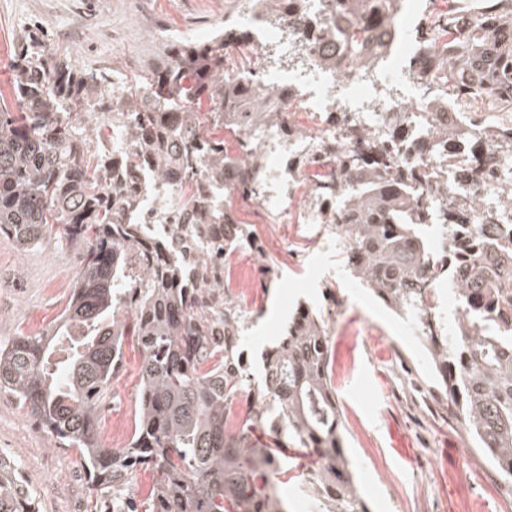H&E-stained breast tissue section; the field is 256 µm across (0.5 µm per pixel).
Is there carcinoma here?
<instances>
[{
  "mask_svg": "<svg viewBox=\"0 0 512 512\" xmlns=\"http://www.w3.org/2000/svg\"><path fill=\"white\" fill-rule=\"evenodd\" d=\"M336 15L388 17L400 0H332ZM490 22L460 28L448 19V58L438 63L448 75V99L468 86L491 109L512 111V0H485ZM306 0H246L250 8L304 6ZM339 52L329 65L378 64L385 33L338 25ZM245 37L236 27L219 28L205 44L175 38L146 68L140 88L119 93L114 112L131 113V129L141 151H158L166 130L163 113L184 114L182 130L195 140L193 154L213 156L215 166L235 169L237 184L249 192L259 184L257 167L224 155L223 141L200 133L198 112L211 104L214 120L240 126L276 113L240 85H224L225 47ZM104 98L112 84L99 70L79 69L67 57L48 56L39 39L25 37L18 50L12 107L0 95V234L21 252L30 251L54 231L61 246L78 251L81 270L60 324L46 332L21 334L0 346V391L9 394L60 448H74L89 474L94 496L129 487L134 468L152 470L148 503L119 504L105 512H287L279 492L286 480L310 502V512H369L344 435L331 380L329 316L318 307L300 306L288 318L284 336L261 353L263 378L252 387L239 366L236 347L212 343L216 325L241 330L237 310L224 303L215 318L202 305L201 292L224 284L208 278L210 259L190 265L164 258L129 277L124 248L137 247L143 233L119 221L132 198L112 181V152H97L99 130L72 122V116ZM341 130L363 146L372 161L343 156L326 195L339 197L346 223L336 225L342 267L391 313L430 327L422 337L429 380L454 407L469 439L512 487V235L488 244L480 232L495 224L500 208L512 209V184L494 188L495 202L483 196L462 198L450 183L422 175L448 228V264L455 280L438 265L423 241L433 215L409 195L412 177L387 161L386 145L352 119ZM448 144V167L469 169L474 133L448 116L434 127ZM486 139L512 159V127L487 125ZM183 207L201 218L234 228V238L212 247L229 259L248 237L230 211L210 209L196 194ZM447 283L465 311L447 319L423 305V279ZM139 290L137 310L123 314L126 290ZM86 330L84 340L54 375L50 358L69 326ZM135 337L142 350L141 384L134 433L122 450L105 448L96 417L112 390L123 342ZM255 396L238 431L224 430V418L242 393ZM319 455L314 472L300 464ZM28 495L18 469L0 459V512H21Z\"/></svg>",
  "mask_w": 512,
  "mask_h": 512,
  "instance_id": "1",
  "label": "carcinoma"
}]
</instances>
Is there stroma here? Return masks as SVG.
I'll return each mask as SVG.
<instances>
[{
    "instance_id": "stroma-1",
    "label": "stroma",
    "mask_w": 512,
    "mask_h": 512,
    "mask_svg": "<svg viewBox=\"0 0 512 512\" xmlns=\"http://www.w3.org/2000/svg\"><path fill=\"white\" fill-rule=\"evenodd\" d=\"M167 33L144 32L128 0H0V93L10 94L17 48L28 34L49 54H64L83 68L111 70L112 43L138 54L134 75L161 54L170 36L211 26L214 0H146ZM305 257L303 270L285 266L283 248ZM336 251H322L294 225L273 226L265 246L232 254L224 267L256 314L247 345L249 373L259 375L260 353L282 334L297 305L332 307V383L345 446L356 464L370 512H512V492L479 452L464 453L461 422L444 396L423 378V361L400 341L407 324L358 287H345ZM75 252L43 244L18 252L0 235V344L42 330L65 309L77 277ZM141 355L124 341L113 396L97 421L104 447L124 448L112 433H133ZM0 459L17 466L33 512H91L88 476L72 448L54 447L9 395L0 394ZM62 490L46 492L48 482Z\"/></svg>"
}]
</instances>
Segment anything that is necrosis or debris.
<instances>
[{"instance_id":"1","label":"necrosis or debris","mask_w":512,"mask_h":512,"mask_svg":"<svg viewBox=\"0 0 512 512\" xmlns=\"http://www.w3.org/2000/svg\"><path fill=\"white\" fill-rule=\"evenodd\" d=\"M319 15L323 23L334 17L329 0H308L305 16L282 15L278 25L265 23L260 14L245 17L249 36L244 43L229 46L231 55L240 57L238 66L225 69L228 85L250 80L256 96L271 100L280 114L279 124L261 121L237 132L240 154L253 159L263 178L257 194L239 190L231 176L221 175L207 159L195 158L191 172L171 169L166 183L172 189L168 198L158 196L154 179L155 155L146 154L126 170H115L114 177L124 187L135 190L134 207L121 217L128 223L143 224L147 234L172 253L179 242L172 229L180 195L194 189L216 207L250 206L276 224L309 226L320 243L328 242L325 224H339L343 215L338 203L320 207L319 197L328 180L336 175L340 152L354 151L355 144L322 121L326 112H352L358 125L376 137L392 140L393 161L413 175L436 173L438 179L462 188L464 193L491 195L512 171V161L493 147L481 145L467 177L449 170L446 152L437 151L432 129L438 119L431 107L435 99L446 97L448 89L439 82L426 81L434 60L421 45V34L444 30L448 16L441 0H402L391 24L385 66L359 70L330 67L326 59L336 52L335 40L317 39L307 27L306 15ZM277 56L278 66L262 61ZM312 118L310 130L294 126L295 109ZM318 170L309 177L300 161Z\"/></svg>"}]
</instances>
